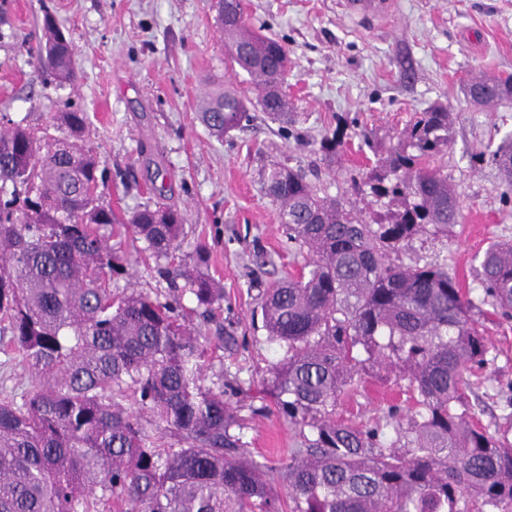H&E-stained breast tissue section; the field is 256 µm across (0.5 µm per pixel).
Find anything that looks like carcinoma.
I'll list each match as a JSON object with an SVG mask.
<instances>
[{"mask_svg": "<svg viewBox=\"0 0 512 512\" xmlns=\"http://www.w3.org/2000/svg\"><path fill=\"white\" fill-rule=\"evenodd\" d=\"M211 4L225 62L258 100L214 91L199 105L202 122L222 139L250 125L254 109L288 131L287 47L238 16L236 0ZM33 58L58 85L77 83L71 42L47 10ZM471 87L498 101L512 97V76ZM0 117V194H10L0 198L3 351L31 377L20 397L0 398V512H278L279 486L291 512H512V441L476 419L472 382L490 352L475 313L512 320V240L485 250L475 296L448 259L413 256L417 237L446 235L462 216L439 163L453 139L448 107L420 113L363 174L376 200L397 206L388 219L369 223L299 166L262 173L302 258L296 276L258 289L281 357L259 390L273 405L252 413L273 411L301 437L274 465L243 441L230 403L241 381L208 380L224 350V328H210L224 288L202 270L204 246L183 259L185 214L157 202L126 217L101 202L87 113L67 107L42 128ZM344 146L337 131L322 136L327 168ZM492 160L512 185V141ZM114 224L165 261L156 266L165 300L112 288L125 263L110 244ZM375 367L406 382L411 416L390 404L336 417Z\"/></svg>", "mask_w": 512, "mask_h": 512, "instance_id": "carcinoma-1", "label": "carcinoma"}]
</instances>
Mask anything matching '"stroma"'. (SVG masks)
Listing matches in <instances>:
<instances>
[{
  "mask_svg": "<svg viewBox=\"0 0 512 512\" xmlns=\"http://www.w3.org/2000/svg\"><path fill=\"white\" fill-rule=\"evenodd\" d=\"M346 2L247 0L250 22L288 47L295 122L285 136L277 124L260 121L219 141L200 119L201 99L226 85L244 92L250 86L243 71L224 62L209 0H0V114L44 125L67 105L87 112L105 203L127 212L158 187L185 212V252L205 242L204 270L224 288L218 320L232 340L214 368L229 380L261 382L279 358L252 286L261 273L257 254L272 261L275 278L298 271L260 171L274 161L318 163L319 141L336 127H343L348 146L335 169L320 174L332 194L418 113L447 105L458 121L442 162L463 201V218L447 236L413 246L418 255L447 258L470 288L487 246L512 239V190L493 162L473 159L512 139V101L489 111L465 94L477 74L512 75V0H394L390 14L371 18L351 14ZM47 9L74 46L76 86H57L32 57ZM112 241L128 258L116 286L165 288L143 242L124 234ZM490 340L475 389L486 397L478 418L494 432L512 428L499 392L512 383V325L492 327ZM392 403L408 405L405 385L370 377L337 412L371 414ZM233 404L258 460H284L297 447L299 434L282 417L252 415L242 396Z\"/></svg>",
  "mask_w": 512,
  "mask_h": 512,
  "instance_id": "stroma-1",
  "label": "stroma"
}]
</instances>
